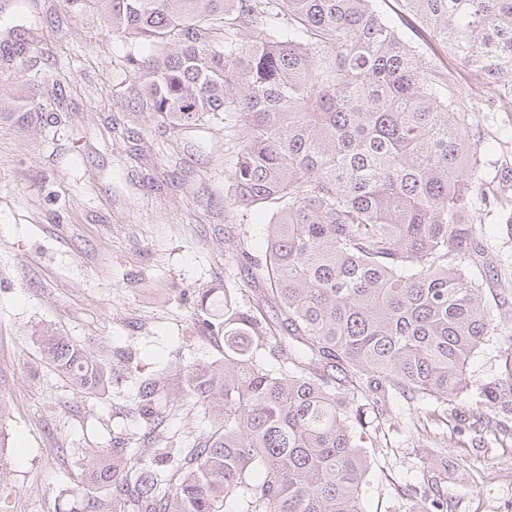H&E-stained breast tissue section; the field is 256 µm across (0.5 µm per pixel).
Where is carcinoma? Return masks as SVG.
Segmentation results:
<instances>
[{
  "label": "carcinoma",
  "instance_id": "cac0c4a2",
  "mask_svg": "<svg viewBox=\"0 0 512 512\" xmlns=\"http://www.w3.org/2000/svg\"><path fill=\"white\" fill-rule=\"evenodd\" d=\"M377 0H69L101 9L131 42L139 111L179 132L207 117L242 130L224 198L268 217L265 253L237 249L264 285L200 296L224 359L191 367L182 399L210 430L157 435L155 461L112 437L67 512H362L370 462L353 435L364 407L400 394L446 405L470 357L498 330L471 209L509 211L512 179L481 160L480 128L512 112V0H401L448 51L425 61ZM0 59L37 61L25 29ZM483 84L465 104L457 63ZM276 308L267 314L266 308ZM46 364L86 395L112 373L69 336L40 337ZM158 379L134 413L167 420ZM512 397V369L481 405Z\"/></svg>",
  "mask_w": 512,
  "mask_h": 512
}]
</instances>
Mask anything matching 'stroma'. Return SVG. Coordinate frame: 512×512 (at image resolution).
Masks as SVG:
<instances>
[{
	"mask_svg": "<svg viewBox=\"0 0 512 512\" xmlns=\"http://www.w3.org/2000/svg\"><path fill=\"white\" fill-rule=\"evenodd\" d=\"M0 15L27 29L38 56L0 68V453L10 465L0 512H55L114 431L153 451L148 425L129 415L132 382L78 393L43 362L36 336H73L119 374L145 365L164 384L165 434L209 431L181 400L190 366L224 354L198 295L230 275L252 300L230 257L242 238L262 254L265 216L224 208L235 139L223 122L171 134L134 107L119 66L129 44L99 11L0 0ZM35 86L63 94L51 122L17 111ZM474 221L496 266L484 286L500 328L448 405L396 395L367 411L356 432L371 461L363 512H420L428 498L439 512H512V411L477 410L512 356V286L501 281L512 226L495 212Z\"/></svg>",
	"mask_w": 512,
	"mask_h": 512,
	"instance_id": "35a3bbf8",
	"label": "stroma"
}]
</instances>
